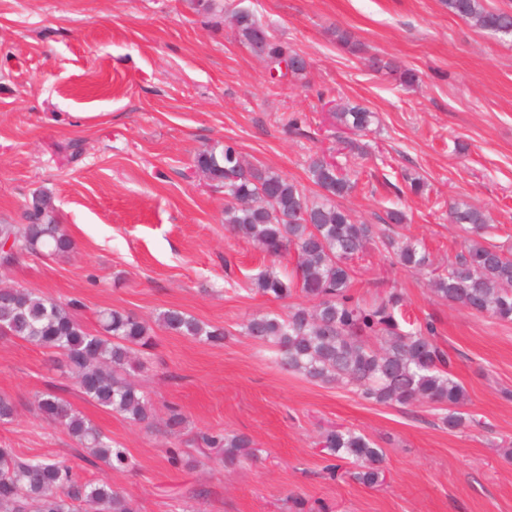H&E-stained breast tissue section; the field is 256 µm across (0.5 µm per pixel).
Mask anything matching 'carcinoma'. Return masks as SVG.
<instances>
[{
	"instance_id": "obj_1",
	"label": "carcinoma",
	"mask_w": 512,
	"mask_h": 512,
	"mask_svg": "<svg viewBox=\"0 0 512 512\" xmlns=\"http://www.w3.org/2000/svg\"><path fill=\"white\" fill-rule=\"evenodd\" d=\"M448 12L494 34L512 35V12L487 10L482 0H444ZM232 19L247 45L265 43L266 63L279 69L297 53L276 41L254 14L233 12ZM376 71L398 67L374 59ZM400 71V70H398ZM411 86L416 74L400 71ZM337 125L356 134L376 119L369 108L343 106L334 112ZM196 169L224 188V223L231 232L255 243L272 259L253 278L254 291L284 303L280 314L249 318L244 335L274 353L283 369L324 384L336 383L359 391L383 405L429 404L447 411L442 423L451 430L467 418L456 408L466 400L464 387L452 374L453 358L436 340L433 324L405 329L398 314L403 297L390 292L366 304L350 293L351 261L369 249H382L408 271L431 266L429 254L417 242L357 224L336 199L356 187L346 164L334 166L315 154L309 172L319 194L311 198L288 178L246 164L237 148L226 144L199 152ZM23 224H0V243L12 242L13 260L23 256L66 258L74 250L72 237L59 224L49 194L33 193ZM448 219L466 233L464 250L443 272L433 275L435 293L451 304L501 321H512V249L484 242L485 215L458 204ZM294 254L295 269L283 274L275 265ZM302 295L310 305L288 299ZM79 302L54 301L22 286L0 287V328L12 336L49 349L54 366L74 380L80 393L99 407L116 412L135 425L151 426L153 405L129 370L142 366L141 356L154 345L151 325L132 312L104 308L97 312L99 329L91 331L76 315ZM156 322L180 336L220 344L224 329L198 321L176 308L161 311ZM37 408L47 420L64 427L95 459L111 468L128 469L133 461L90 419L57 392L37 395ZM204 447L215 449L232 464L250 455L252 442L242 435H204ZM322 448L337 459L357 465L353 477L367 485L384 481L385 455L374 442L351 429L331 428L322 434ZM0 512H135L132 498L105 481L82 482L65 459L22 458L0 447Z\"/></svg>"
}]
</instances>
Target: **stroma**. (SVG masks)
<instances>
[{
    "mask_svg": "<svg viewBox=\"0 0 512 512\" xmlns=\"http://www.w3.org/2000/svg\"><path fill=\"white\" fill-rule=\"evenodd\" d=\"M223 3L213 13L190 0H0V222L20 223L44 189L75 243L65 260L20 259L0 286L78 300L91 330L103 308L154 323L173 307L226 331L212 345L156 326L136 374L153 403L150 429L87 400L48 350L0 336V395L18 410L0 424V445L68 460L81 480L124 490L137 512H512V322L448 304L429 285L463 249L448 221L455 204L487 215L488 243L512 246V36L443 0ZM238 9L307 58L303 76L271 79L230 17ZM337 28L359 52L336 44ZM375 57L396 71H374ZM402 68L418 82L402 85ZM355 104L376 120L356 137L367 153L342 204L380 228L387 210L404 211L395 231L424 245L432 268L408 271L372 249L356 260L351 291L367 303L398 291L412 321L435 323L467 393L461 411L475 418L459 430L434 407L381 405L283 370L240 331L283 310L251 289L273 263L227 229L224 190L196 173V154L233 144L312 194L311 156L344 138L332 111ZM408 176L422 193L404 190ZM48 389L126 448L134 468H109L43 419L34 399ZM173 407L188 420L176 437L164 426ZM332 426L383 449L384 484L360 483L346 463L325 473L319 440ZM207 433L247 436L257 453L224 465L201 445Z\"/></svg>",
    "mask_w": 512,
    "mask_h": 512,
    "instance_id": "obj_1",
    "label": "stroma"
}]
</instances>
